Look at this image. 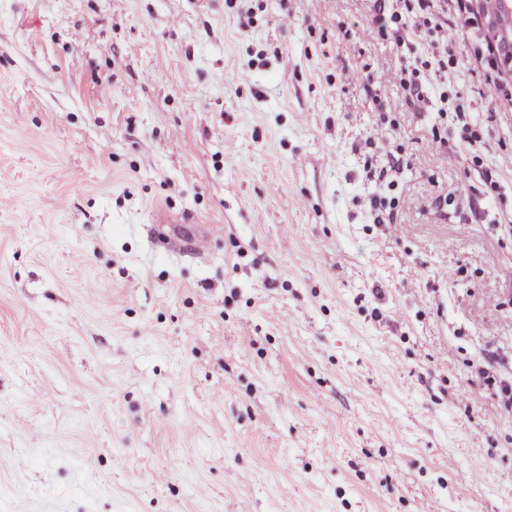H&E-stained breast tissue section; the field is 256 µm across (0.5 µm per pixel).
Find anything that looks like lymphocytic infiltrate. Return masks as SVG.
<instances>
[{"instance_id": "obj_1", "label": "lymphocytic infiltrate", "mask_w": 512, "mask_h": 512, "mask_svg": "<svg viewBox=\"0 0 512 512\" xmlns=\"http://www.w3.org/2000/svg\"><path fill=\"white\" fill-rule=\"evenodd\" d=\"M375 11L378 35L408 52L397 79L409 104L425 112L454 110L457 120L464 123L465 109L451 77L464 66L468 53L465 48L449 46L448 25L469 26L471 16L449 17L439 0H375ZM420 40L427 48L419 53L415 45ZM460 140L470 166L483 167L482 131L464 123Z\"/></svg>"}]
</instances>
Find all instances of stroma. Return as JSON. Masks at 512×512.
<instances>
[{
  "label": "stroma",
  "instance_id": "obj_1",
  "mask_svg": "<svg viewBox=\"0 0 512 512\" xmlns=\"http://www.w3.org/2000/svg\"><path fill=\"white\" fill-rule=\"evenodd\" d=\"M374 17L0 0V512H512V80L493 192ZM401 152H403L402 144L396 146V153L392 151L387 153L385 164L380 166L375 171L370 172L369 177L375 178L380 182L388 181L393 175V172H397L400 169L401 162L403 160ZM389 185H393V180H389L388 186Z\"/></svg>",
  "mask_w": 512,
  "mask_h": 512
}]
</instances>
